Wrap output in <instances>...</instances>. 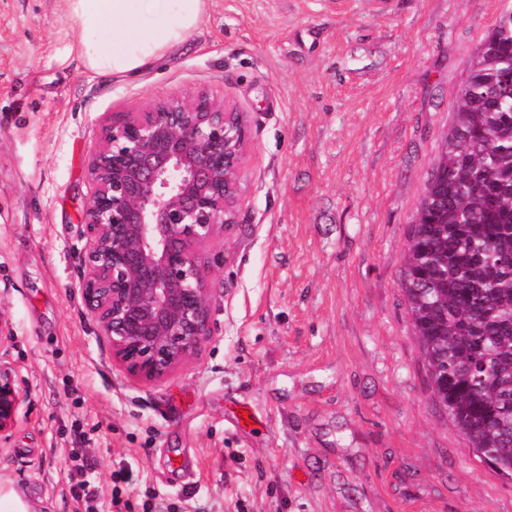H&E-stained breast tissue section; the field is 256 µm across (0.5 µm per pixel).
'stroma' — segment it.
<instances>
[{"mask_svg": "<svg viewBox=\"0 0 512 512\" xmlns=\"http://www.w3.org/2000/svg\"><path fill=\"white\" fill-rule=\"evenodd\" d=\"M510 9L208 0L164 69L115 82L73 53L60 0H0V316L26 390L0 480L35 512H78L82 479L103 512H512L428 389L402 290L467 64ZM198 88L247 115L242 202L209 250L210 340L147 383L81 302L88 156Z\"/></svg>", "mask_w": 512, "mask_h": 512, "instance_id": "35a3bbf8", "label": "stroma"}]
</instances>
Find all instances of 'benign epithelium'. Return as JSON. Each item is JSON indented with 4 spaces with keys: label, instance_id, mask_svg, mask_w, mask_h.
<instances>
[{
    "label": "benign epithelium",
    "instance_id": "benign-epithelium-1",
    "mask_svg": "<svg viewBox=\"0 0 512 512\" xmlns=\"http://www.w3.org/2000/svg\"><path fill=\"white\" fill-rule=\"evenodd\" d=\"M250 137L244 113L198 89L125 114L89 155L80 296L112 362L133 377L164 379L212 336L206 248L238 223ZM9 340L0 335V442L23 402Z\"/></svg>",
    "mask_w": 512,
    "mask_h": 512
}]
</instances>
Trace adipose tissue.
<instances>
[{
    "mask_svg": "<svg viewBox=\"0 0 512 512\" xmlns=\"http://www.w3.org/2000/svg\"><path fill=\"white\" fill-rule=\"evenodd\" d=\"M208 0H62L80 34L74 50L85 67L117 81L162 68L199 27ZM111 30V43L98 34Z\"/></svg>",
    "mask_w": 512,
    "mask_h": 512,
    "instance_id": "1",
    "label": "adipose tissue"
}]
</instances>
